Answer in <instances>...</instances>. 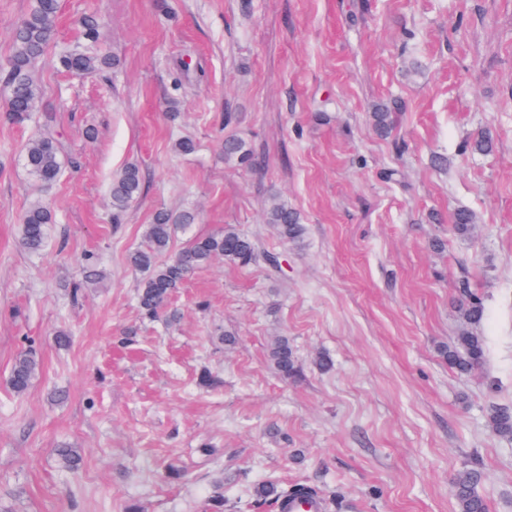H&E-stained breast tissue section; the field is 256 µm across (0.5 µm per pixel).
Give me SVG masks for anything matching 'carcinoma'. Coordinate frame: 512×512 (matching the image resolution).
Segmentation results:
<instances>
[{"label":"carcinoma","mask_w":512,"mask_h":512,"mask_svg":"<svg viewBox=\"0 0 512 512\" xmlns=\"http://www.w3.org/2000/svg\"><path fill=\"white\" fill-rule=\"evenodd\" d=\"M59 22V0H33L28 12L15 26L12 33V51L0 71L5 73L9 96L6 106L7 118L15 124H23L43 111V89L38 78L39 66L45 62L46 50ZM86 44L81 49H66L57 54L60 66L72 73H91L112 68V58L95 47V34L100 20L95 15L85 14L78 20ZM401 111V104L393 100L380 104L372 112L375 130L382 136L393 128V114ZM52 117L44 116V131L31 138L23 147L22 160L28 175L37 183L51 184L63 168L61 145L51 131ZM253 161V151L247 142L235 135L224 138V163L244 165ZM141 193L140 169L129 164L112 177L109 194L112 218L119 221ZM197 216L190 210L171 213L157 211L144 231L145 243L128 256L129 265L142 274L137 292V304L141 314L149 319L165 316L169 322L177 318V312L168 309L170 296L198 268L220 257L224 264L233 267H249L259 259L256 241L241 233L233 224L209 235L197 236L176 253L171 252V243L176 230L195 223ZM266 222L276 227L279 236L298 243L304 234L299 213L288 203L273 196L266 212ZM53 223L50 209L40 199L31 201L19 224L20 245L29 252H38L48 238L49 224ZM474 225V215L466 210L457 211L453 217L454 233L467 236ZM97 276L92 265L83 270V279L73 283L70 294L77 300L83 296L84 285ZM459 313L463 321L475 326L485 318L483 302L469 291L463 283ZM448 366L460 374L479 368L485 356L483 337L466 329L442 350ZM269 358L275 370L285 379L294 378L299 369L295 354L288 339L274 343ZM41 373V360L37 351L25 348L15 356L7 383L17 395L25 394ZM488 423L492 431L505 439H512V410H491ZM60 467L73 473L82 462L77 448L56 449ZM482 474L476 469L458 472L451 482V494L457 512H487L483 497L477 487ZM318 496L312 487L278 488L273 483L258 482L253 485V496L259 503H275L288 492Z\"/></svg>","instance_id":"1"}]
</instances>
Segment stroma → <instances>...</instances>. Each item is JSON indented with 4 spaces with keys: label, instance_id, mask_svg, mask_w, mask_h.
Wrapping results in <instances>:
<instances>
[{
    "label": "stroma",
    "instance_id": "35a3bbf8",
    "mask_svg": "<svg viewBox=\"0 0 512 512\" xmlns=\"http://www.w3.org/2000/svg\"><path fill=\"white\" fill-rule=\"evenodd\" d=\"M84 13L115 65L40 72L57 183L37 188L22 163L41 115L17 125L0 106V512H203L217 485L225 512H275L260 481L313 485L329 512H455L450 482L472 466L488 512H512V440L487 424L512 408V0H60L52 51L82 44ZM394 99L383 137L370 114ZM485 130L488 154L471 147ZM230 134L253 166L225 164ZM184 135L192 154L173 150ZM130 163L142 191L116 224L109 183ZM273 193L301 244L266 223ZM37 197L54 222L31 253L18 227ZM160 209L197 214L173 250L233 224L280 266L216 261L173 293L178 324L145 319L127 257ZM460 209L476 219L465 237ZM89 262L103 278L72 303ZM464 281L486 309L469 375L438 353L463 327ZM282 336L298 379L269 360ZM30 345L42 373L19 396L6 378ZM205 368L217 386H197ZM62 443L83 455L76 476Z\"/></svg>",
    "mask_w": 512,
    "mask_h": 512
}]
</instances>
